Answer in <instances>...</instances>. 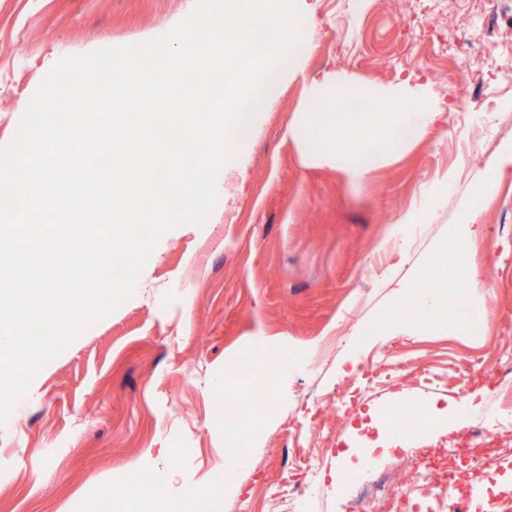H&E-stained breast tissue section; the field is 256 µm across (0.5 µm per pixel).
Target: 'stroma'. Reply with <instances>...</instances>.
<instances>
[{
  "instance_id": "1",
  "label": "stroma",
  "mask_w": 512,
  "mask_h": 512,
  "mask_svg": "<svg viewBox=\"0 0 512 512\" xmlns=\"http://www.w3.org/2000/svg\"><path fill=\"white\" fill-rule=\"evenodd\" d=\"M196 2L0 0V147L48 75L46 59L158 38ZM306 2L314 14L302 66L217 174L204 224L168 231L132 297L44 365L0 425V512H139L119 492L133 478L158 484L153 512H171L202 486L216 493L214 512H292L265 489L299 452L315 458L322 480L308 512H337L358 449L384 468L412 449L450 445L465 387L478 391L475 415H492L488 396L512 343V170L493 193L474 192L512 141V0ZM327 73L357 92L415 78L442 115L353 184L305 161L288 133ZM432 196L430 217L404 224ZM467 214L483 227L466 258L480 288L442 282L446 322L351 347L353 331L394 306L387 274L423 278ZM474 319L483 322L476 335ZM248 355L252 376L270 380L275 395L242 413L234 435L213 396L226 367ZM385 360L400 363V378L354 396L344 420L319 411ZM406 397L423 398L436 425L404 434L382 422V406ZM230 448L242 460L228 473ZM509 489L512 464L502 463L462 484L459 506L499 512Z\"/></svg>"
}]
</instances>
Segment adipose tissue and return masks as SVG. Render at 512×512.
I'll return each mask as SVG.
<instances>
[{"mask_svg":"<svg viewBox=\"0 0 512 512\" xmlns=\"http://www.w3.org/2000/svg\"><path fill=\"white\" fill-rule=\"evenodd\" d=\"M389 286L396 297L397 305L387 315L373 322V335L413 336L437 320L441 298L434 289L423 287L419 283L411 286L395 278L390 279Z\"/></svg>","mask_w":512,"mask_h":512,"instance_id":"ef3b65f1","label":"adipose tissue"}]
</instances>
